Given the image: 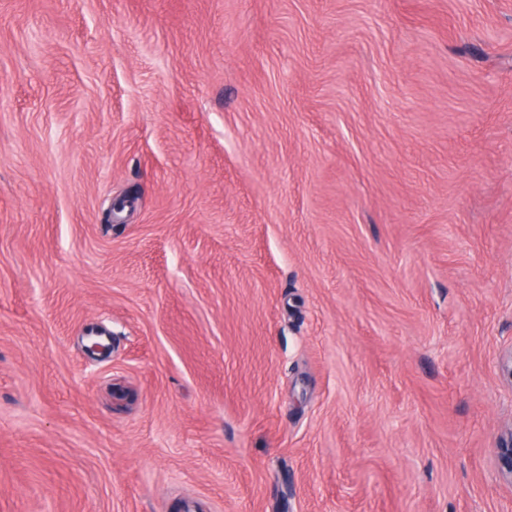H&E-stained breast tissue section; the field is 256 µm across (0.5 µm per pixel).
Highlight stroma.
I'll return each instance as SVG.
<instances>
[{
	"instance_id": "obj_1",
	"label": "stroma",
	"mask_w": 512,
	"mask_h": 512,
	"mask_svg": "<svg viewBox=\"0 0 512 512\" xmlns=\"http://www.w3.org/2000/svg\"><path fill=\"white\" fill-rule=\"evenodd\" d=\"M510 349L512 0H0V512H512ZM495 454L500 476L503 480L512 483V424L502 431Z\"/></svg>"
}]
</instances>
